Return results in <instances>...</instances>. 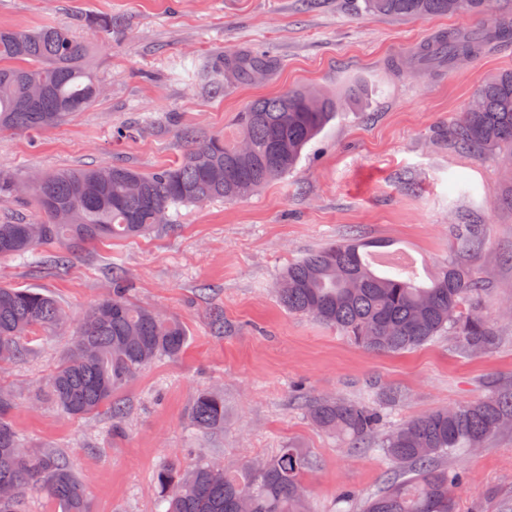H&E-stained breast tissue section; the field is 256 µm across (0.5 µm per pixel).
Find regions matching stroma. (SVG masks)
I'll return each mask as SVG.
<instances>
[{
	"mask_svg": "<svg viewBox=\"0 0 512 512\" xmlns=\"http://www.w3.org/2000/svg\"><path fill=\"white\" fill-rule=\"evenodd\" d=\"M100 14L111 15V34L88 26ZM45 24L91 46L101 93L38 136L0 130V170L23 180L113 162L156 171L183 152L184 130L231 134L249 101L288 88L340 104L293 172L245 198L171 208L155 233L96 242L59 268L0 260V283L49 293L67 314L25 340L20 360L0 365V387L15 397L23 447L65 456L90 512H158L160 467L210 460L234 470L291 443L314 460L302 475L314 512H337L341 491L362 499L382 489L386 466L377 444L354 452L313 427L305 397L380 404L389 428L480 399L489 379L512 380V205L503 198L512 169L503 155L460 149L451 137L475 89L512 69V40L454 69L416 70L407 62L421 46L482 19L376 16L365 0H0V29ZM243 52L271 55L275 66L225 82L221 60ZM119 130L126 138L115 139ZM466 224L482 227L469 265L488 289L481 310L501 335L492 351L466 352L447 335L408 353H376L278 300L289 262L347 238L411 254L426 279ZM116 269L132 301L179 319L189 340L179 358L157 360L117 395L122 419L108 406L72 417L47 397L46 378L76 321L111 292ZM202 391L223 395L222 428H192ZM445 463L464 475L455 512L512 502V428Z\"/></svg>",
	"mask_w": 512,
	"mask_h": 512,
	"instance_id": "35a3bbf8",
	"label": "stroma"
}]
</instances>
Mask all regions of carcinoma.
I'll return each mask as SVG.
<instances>
[{
	"label": "carcinoma",
	"mask_w": 512,
	"mask_h": 512,
	"mask_svg": "<svg viewBox=\"0 0 512 512\" xmlns=\"http://www.w3.org/2000/svg\"><path fill=\"white\" fill-rule=\"evenodd\" d=\"M378 16L422 18L467 13L482 17L491 0H365ZM512 37V21L471 32L450 31L420 47L411 64L453 68L477 58L489 43ZM91 49L55 25L0 29V129L37 133L84 111L99 83ZM272 69L263 56L242 53L227 62L231 80H254ZM335 99L286 89L248 103L237 114L235 142L187 130V148L173 164L154 172L112 163L41 175L30 188L37 218L0 222V257L25 259L39 246L60 247L43 263L59 266L66 255L105 238L139 237L170 220L171 207L214 199L235 201L294 170L307 144L336 116ZM459 147L512 156V70L485 79L452 129ZM482 245L477 225L457 238L454 258L421 282L414 273L379 274L358 239L332 242L288 265L278 297L288 312L333 327L353 344L377 352L417 349L439 336L459 338L469 352L495 348L500 336L479 311L465 309L486 292L467 264ZM124 277L112 276V294L77 322L68 354L47 377V393L66 414L85 416L105 405L119 418L114 397L146 365L176 359L187 331L175 317L126 296ZM65 312L51 295L0 284V363L21 358V341L63 324ZM488 394L451 409L405 420L384 434L387 465L382 490L362 512H453L448 489L459 476L441 459L475 448L512 423V383L491 381ZM15 403L0 390V483L13 494L0 512H20L22 498L37 490L61 512H89L86 493L65 458L23 449L8 420ZM311 423L357 449L383 426L381 408L342 399L306 404ZM200 431L224 426V396L205 391L192 404ZM312 466L308 451L290 444L257 465L229 472L213 462L188 470L174 465L155 475L163 512H312L301 476Z\"/></svg>",
	"instance_id": "1"
}]
</instances>
